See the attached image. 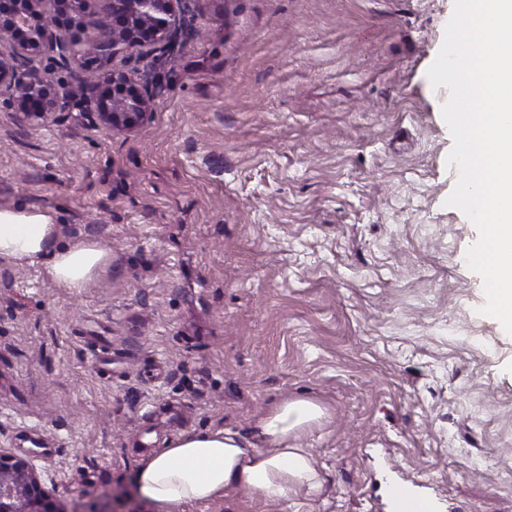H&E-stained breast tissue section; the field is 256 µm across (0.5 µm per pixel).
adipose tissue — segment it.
I'll return each instance as SVG.
<instances>
[{
  "label": "adipose tissue",
  "instance_id": "adipose-tissue-1",
  "mask_svg": "<svg viewBox=\"0 0 512 512\" xmlns=\"http://www.w3.org/2000/svg\"><path fill=\"white\" fill-rule=\"evenodd\" d=\"M36 262L53 283L78 293L111 266L112 251L90 237L63 242L50 213L0 207V263ZM325 416L320 404L295 399L258 421V446L228 428L177 438L139 467V492L156 512H181L186 504L206 503L232 490L272 503L287 502L302 490L317 492L322 482L310 449L290 447L288 438Z\"/></svg>",
  "mask_w": 512,
  "mask_h": 512
}]
</instances>
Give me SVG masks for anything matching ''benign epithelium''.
I'll return each instance as SVG.
<instances>
[{"label":"benign epithelium","instance_id":"1","mask_svg":"<svg viewBox=\"0 0 512 512\" xmlns=\"http://www.w3.org/2000/svg\"><path fill=\"white\" fill-rule=\"evenodd\" d=\"M49 0H9L0 15V99L23 123H45L77 107L113 135L141 129L153 115V53H172L198 31L185 19L187 0H111L95 34L83 42L48 14ZM45 49L55 62L78 70V92L57 86L32 66L28 52ZM135 61L117 69L114 61ZM56 485L48 486L29 456L0 449V512H58Z\"/></svg>","mask_w":512,"mask_h":512}]
</instances>
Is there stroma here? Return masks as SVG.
Instances as JSON below:
<instances>
[{"label": "stroma", "instance_id": "obj_1", "mask_svg": "<svg viewBox=\"0 0 512 512\" xmlns=\"http://www.w3.org/2000/svg\"><path fill=\"white\" fill-rule=\"evenodd\" d=\"M453 6L197 0L141 133L0 105V207L112 249L79 295L0 264V448L67 512H155L136 472L169 441L298 397L327 411L288 438L321 492L183 512H385L392 477L512 512V335L478 312L427 77Z\"/></svg>", "mask_w": 512, "mask_h": 512}]
</instances>
